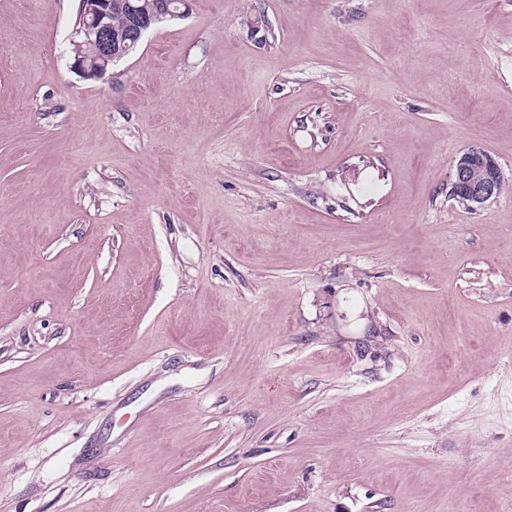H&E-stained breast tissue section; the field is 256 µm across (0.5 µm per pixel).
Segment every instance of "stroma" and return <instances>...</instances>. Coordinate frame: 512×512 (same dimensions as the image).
Segmentation results:
<instances>
[{"instance_id": "stroma-1", "label": "stroma", "mask_w": 512, "mask_h": 512, "mask_svg": "<svg viewBox=\"0 0 512 512\" xmlns=\"http://www.w3.org/2000/svg\"><path fill=\"white\" fill-rule=\"evenodd\" d=\"M78 8L0 0V512H512V0H189L101 80ZM456 191L467 198L470 208L478 210L499 197L501 172L497 162L484 150L472 148L456 162L453 174Z\"/></svg>"}]
</instances>
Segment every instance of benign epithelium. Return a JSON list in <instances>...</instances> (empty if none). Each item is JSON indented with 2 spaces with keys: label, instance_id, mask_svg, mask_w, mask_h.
I'll use <instances>...</instances> for the list:
<instances>
[{
  "label": "benign epithelium",
  "instance_id": "1",
  "mask_svg": "<svg viewBox=\"0 0 512 512\" xmlns=\"http://www.w3.org/2000/svg\"><path fill=\"white\" fill-rule=\"evenodd\" d=\"M187 0H151L145 7L137 0H120L118 9L125 25L112 27L113 0H81L80 21L73 42V68L83 79H100L124 59L156 24L182 16L179 5ZM94 47L96 58L87 60L83 45ZM456 191L468 199L474 210L486 207L499 197L501 172L497 162L484 150L472 148L456 162L453 174Z\"/></svg>",
  "mask_w": 512,
  "mask_h": 512
}]
</instances>
